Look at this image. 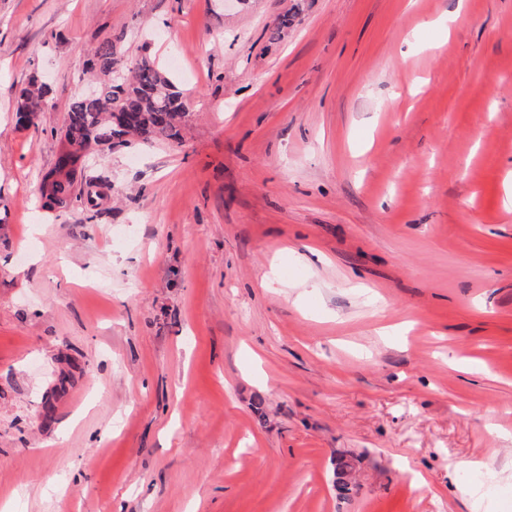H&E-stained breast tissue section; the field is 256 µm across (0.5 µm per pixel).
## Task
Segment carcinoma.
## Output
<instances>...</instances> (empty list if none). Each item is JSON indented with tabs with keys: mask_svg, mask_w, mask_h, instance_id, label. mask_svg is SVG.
I'll return each mask as SVG.
<instances>
[{
	"mask_svg": "<svg viewBox=\"0 0 512 512\" xmlns=\"http://www.w3.org/2000/svg\"><path fill=\"white\" fill-rule=\"evenodd\" d=\"M87 73L97 83V93L91 97L77 94L70 100L57 131L60 154L42 179L41 196L51 208L66 210L78 205L94 214L107 194L94 176L77 187L74 165L85 169L89 157L134 142L178 141L190 112L183 93L174 89L151 58L132 56L122 63L110 39L94 49ZM52 107L49 90L33 75L18 95L17 121L22 126L32 124Z\"/></svg>",
	"mask_w": 512,
	"mask_h": 512,
	"instance_id": "obj_1",
	"label": "carcinoma"
}]
</instances>
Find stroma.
<instances>
[{
	"label": "stroma",
	"mask_w": 512,
	"mask_h": 512,
	"mask_svg": "<svg viewBox=\"0 0 512 512\" xmlns=\"http://www.w3.org/2000/svg\"><path fill=\"white\" fill-rule=\"evenodd\" d=\"M108 38L183 138L41 209ZM0 512H512V0H0ZM52 107L49 90L39 82L36 75H33L18 95L15 108L17 121L22 126L32 124L41 112H46Z\"/></svg>",
	"instance_id": "obj_1"
}]
</instances>
